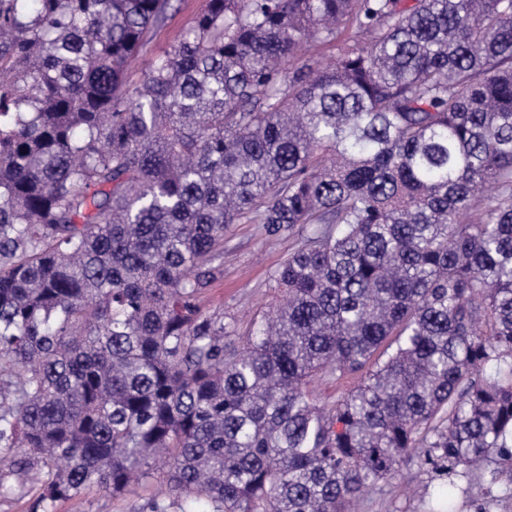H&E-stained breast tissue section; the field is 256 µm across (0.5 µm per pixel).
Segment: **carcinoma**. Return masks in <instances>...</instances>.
<instances>
[{
    "label": "carcinoma",
    "instance_id": "cac0c4a2",
    "mask_svg": "<svg viewBox=\"0 0 512 512\" xmlns=\"http://www.w3.org/2000/svg\"><path fill=\"white\" fill-rule=\"evenodd\" d=\"M172 9L0 0V502L512 499V0H206L132 80ZM235 224L298 239L241 347ZM150 496L151 489L137 485L130 486L127 491L114 496L94 491L86 496L81 509L82 512H148L147 503Z\"/></svg>",
    "mask_w": 512,
    "mask_h": 512
}]
</instances>
